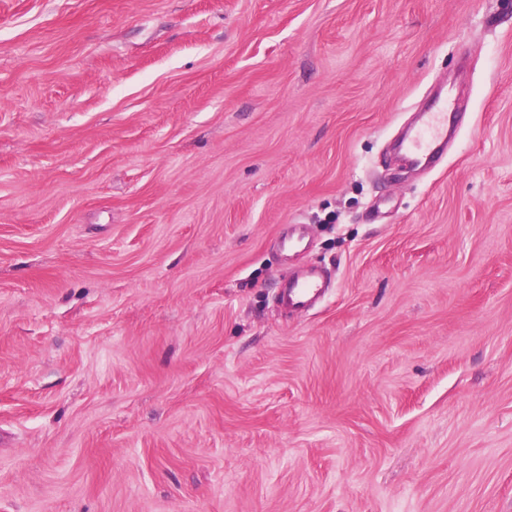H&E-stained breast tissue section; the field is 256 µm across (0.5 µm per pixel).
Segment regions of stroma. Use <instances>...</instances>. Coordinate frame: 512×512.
Segmentation results:
<instances>
[{"instance_id":"35a3bbf8","label":"stroma","mask_w":512,"mask_h":512,"mask_svg":"<svg viewBox=\"0 0 512 512\" xmlns=\"http://www.w3.org/2000/svg\"><path fill=\"white\" fill-rule=\"evenodd\" d=\"M0 512H512V0H0ZM448 142V101L437 99L429 112H421L420 124L407 139L405 149L408 154L421 159L434 157ZM325 282L316 276L288 280L280 289L281 302L296 311L307 310L310 303L324 294Z\"/></svg>"}]
</instances>
